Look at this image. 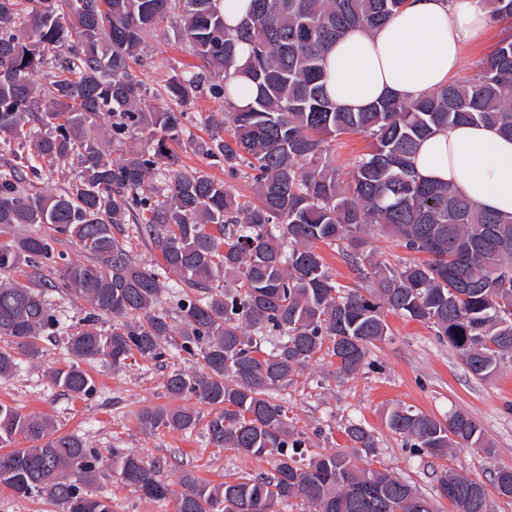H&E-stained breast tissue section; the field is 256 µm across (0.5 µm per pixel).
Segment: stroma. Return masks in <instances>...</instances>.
Segmentation results:
<instances>
[{
    "label": "stroma",
    "instance_id": "stroma-1",
    "mask_svg": "<svg viewBox=\"0 0 512 512\" xmlns=\"http://www.w3.org/2000/svg\"><path fill=\"white\" fill-rule=\"evenodd\" d=\"M509 33L512 23L505 21L465 41L454 80L469 79ZM139 53L143 59L139 76L148 89L151 105L159 109L171 105L160 93L169 76L201 71L199 58L176 29L168 25L146 32ZM227 110L224 102L206 94L197 95L184 107V126L194 139L205 138L208 121L223 120ZM176 153L185 170H204L224 181L236 196L255 199L252 183L242 176L230 175L222 161L192 152L183 145L177 147ZM40 273L43 293L60 325L55 335L44 341L40 358L22 359L14 375L0 379V403L24 413L50 415L58 433L78 436L87 447L122 448L134 453L154 464L158 478L170 484L176 483L186 471L212 483L270 472L267 459L213 447L205 426L210 413L208 406L189 397L176 400L166 394L168 373L176 368L194 371L195 359L176 357L163 365L140 359L123 368L100 361L85 363V370L97 382V391L83 400L70 397L55 385L50 372L68 363L64 340L80 329L89 305L57 288L55 263L44 262ZM386 320L391 336L373 348L368 356L369 366L357 375L348 379L336 377L328 359L320 357L311 361L286 388L277 390L276 398L288 407L298 431L311 438L312 452L349 447L344 428L359 422L375 436L373 467L389 470L426 494H434L435 473L444 467L489 484L494 471L512 467V357L503 358L490 378L480 379L467 371L458 352L439 341L427 325L392 313L387 314ZM397 404L439 417L457 410L467 413L481 426L491 453L452 448L447 457L438 459L412 454L384 424L385 410ZM159 405L195 410L201 422L186 432L143 431L137 422L138 413ZM91 490L109 498L112 512L176 509L171 499L155 502L141 498L106 467L101 469Z\"/></svg>",
    "mask_w": 512,
    "mask_h": 512
}]
</instances>
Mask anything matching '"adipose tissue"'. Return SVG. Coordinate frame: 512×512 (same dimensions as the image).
<instances>
[{
  "label": "adipose tissue",
  "instance_id": "obj_1",
  "mask_svg": "<svg viewBox=\"0 0 512 512\" xmlns=\"http://www.w3.org/2000/svg\"><path fill=\"white\" fill-rule=\"evenodd\" d=\"M491 24L480 0H412L374 31L353 29L329 51L328 89L357 110L393 97L412 101L447 84L465 40ZM417 174L444 182L475 205L512 215V138L481 125H455L423 141Z\"/></svg>",
  "mask_w": 512,
  "mask_h": 512
}]
</instances>
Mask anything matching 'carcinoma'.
Returning a JSON list of instances; mask_svg holds the SVG:
<instances>
[{"mask_svg":"<svg viewBox=\"0 0 512 512\" xmlns=\"http://www.w3.org/2000/svg\"><path fill=\"white\" fill-rule=\"evenodd\" d=\"M406 2L248 0L229 27L221 0H0V151L18 160L0 170V226L47 229L0 242V272L56 256L60 286L92 308L67 340L72 362L53 370L52 381L83 399L97 384L82 361L123 367L137 357L162 364L185 354L201 370H172L168 396L211 408L214 447L274 464L271 475L215 485L186 472L176 492L141 457L122 448L105 456L56 434L50 416L0 403V485L25 498L46 496L65 512H112L90 491L106 466L145 499L175 497L176 512H275L293 498L311 512H438L441 498L450 512H489L484 484L453 469L441 468L439 491L428 497L386 469L359 466L375 440L357 423L344 430L351 448L309 453L310 439L273 397L320 355L336 376L356 375L389 336L388 312L428 325L475 377L492 376L512 354V216L420 178L412 162L421 142L450 125L482 124L512 138V37L470 80L412 102L384 98L353 111L327 90L324 59L336 40L352 28L384 26ZM481 4L495 23L512 19V0ZM168 20L210 77L206 86L197 74L170 77L164 90L175 104L203 92L232 101L231 69L255 87L253 100L229 113V139L214 129L190 146L250 179L256 204L203 170L177 168L172 144L183 138L184 112L150 106L133 69L143 32ZM242 45L249 54L240 66ZM106 116L111 139L140 137L115 160L102 148ZM351 133L367 134L371 147L345 181L331 163V143ZM71 156L79 172L60 192L24 187L61 171ZM152 178L167 184L166 199L144 195ZM130 222L182 279L172 314L155 309L158 272L134 263L115 235ZM371 229L412 257L373 259ZM63 241L87 262L55 252ZM320 244L341 249L354 286L333 279ZM228 276L232 286L214 291ZM38 286L0 281L1 379L14 374L19 357L39 358L59 325ZM104 317L112 320L106 330ZM199 421L194 410L167 406L138 415L146 432L192 430ZM384 422L415 453H491L480 425L461 411L438 417L394 406ZM19 437L30 446L6 450ZM494 483L512 498V468L498 469Z\"/></svg>","mask_w":512,"mask_h":512,"instance_id":"1","label":"carcinoma"}]
</instances>
